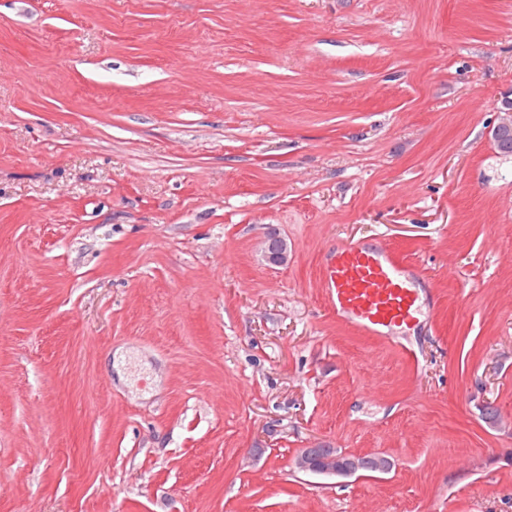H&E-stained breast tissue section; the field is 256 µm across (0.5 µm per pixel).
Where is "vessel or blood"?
I'll list each match as a JSON object with an SVG mask.
<instances>
[{
	"label": "vessel or blood",
	"instance_id": "obj_1",
	"mask_svg": "<svg viewBox=\"0 0 512 512\" xmlns=\"http://www.w3.org/2000/svg\"><path fill=\"white\" fill-rule=\"evenodd\" d=\"M322 277L337 312L369 334L408 328L420 313L414 282L389 250L364 245L335 250L325 258Z\"/></svg>",
	"mask_w": 512,
	"mask_h": 512
}]
</instances>
